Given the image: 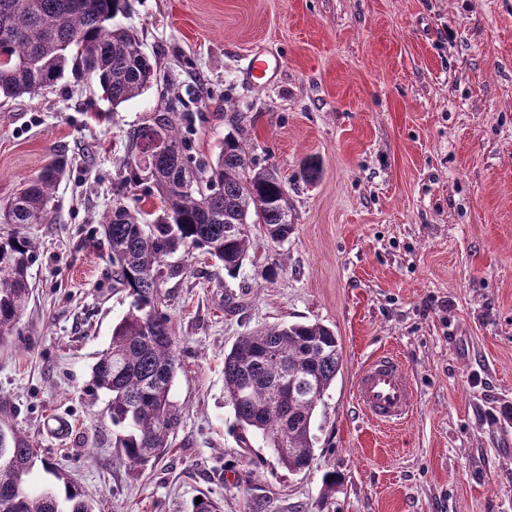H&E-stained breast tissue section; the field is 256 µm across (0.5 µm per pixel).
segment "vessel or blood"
I'll use <instances>...</instances> for the list:
<instances>
[{
	"label": "vessel or blood",
	"mask_w": 512,
	"mask_h": 512,
	"mask_svg": "<svg viewBox=\"0 0 512 512\" xmlns=\"http://www.w3.org/2000/svg\"><path fill=\"white\" fill-rule=\"evenodd\" d=\"M284 66L282 56L257 51L250 54L242 75L248 83L264 86L272 83ZM356 401L362 414L377 424L404 423L414 403L413 385L405 365L389 353L370 359L360 372Z\"/></svg>",
	"instance_id": "obj_1"
}]
</instances>
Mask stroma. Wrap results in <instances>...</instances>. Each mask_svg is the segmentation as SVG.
I'll use <instances>...</instances> for the list:
<instances>
[{
    "mask_svg": "<svg viewBox=\"0 0 512 512\" xmlns=\"http://www.w3.org/2000/svg\"><path fill=\"white\" fill-rule=\"evenodd\" d=\"M116 22L158 68L141 96L113 111L67 77L0 98V203L51 154L69 165L46 220L25 228L33 293L0 344V420L55 468L34 467L29 488L64 474L93 512H190L203 495L222 512H512V0H128ZM259 49L286 59L265 87L241 74ZM177 97L198 156L236 129L277 167L294 231L273 244L255 226L232 277L198 251L166 257L180 420L167 452L133 471L91 377L131 303L95 219L131 131ZM298 322L331 328L342 363L314 413L316 460L291 473L261 439L242 447L224 355ZM381 353L414 383L396 429L356 402ZM53 412L66 440L44 428Z\"/></svg>",
    "mask_w": 512,
    "mask_h": 512,
    "instance_id": "stroma-1",
    "label": "stroma"
}]
</instances>
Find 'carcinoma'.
Masks as SVG:
<instances>
[{
	"instance_id": "cac0c4a2",
	"label": "carcinoma",
	"mask_w": 512,
	"mask_h": 512,
	"mask_svg": "<svg viewBox=\"0 0 512 512\" xmlns=\"http://www.w3.org/2000/svg\"><path fill=\"white\" fill-rule=\"evenodd\" d=\"M127 0H0V97L34 96L70 76L92 81L117 109L157 80V67L138 35L114 23ZM176 108L132 133L137 152L127 163L124 191L98 221L112 252L115 281L132 303L112 327L108 347L92 369L94 385L109 394L107 412L117 429L113 445L132 470L158 460L178 425L170 400L177 356L170 318L156 299L161 264L179 249L199 250L224 267L240 270L253 246L250 228L264 226L274 243L293 233L287 186L277 169L256 164L243 141L224 138L212 162L197 158L178 127ZM54 156L41 172L0 205V343L25 308L29 269L37 245L21 231L47 217V204L67 171ZM157 200L153 219L124 203ZM342 358L335 333L320 323L274 326L240 337L224 355V390L240 442L259 435L288 471L309 469L316 459L314 411L336 378ZM13 470H0V491L13 475L30 474L36 454L12 428ZM63 493H33L21 486L18 512H92L81 491L64 480Z\"/></svg>"
}]
</instances>
